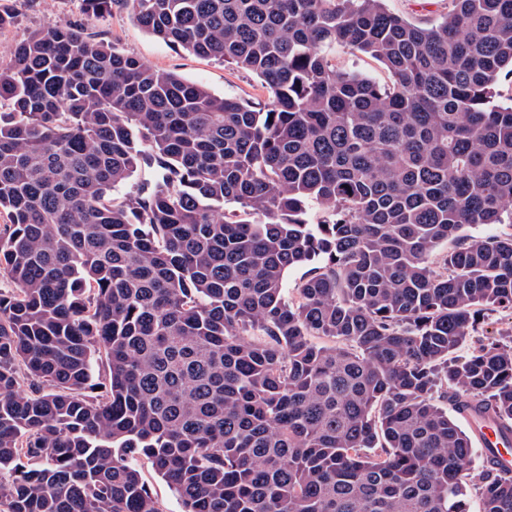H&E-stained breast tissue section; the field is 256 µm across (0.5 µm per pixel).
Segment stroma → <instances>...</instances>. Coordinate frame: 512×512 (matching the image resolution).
<instances>
[{
    "label": "stroma",
    "mask_w": 512,
    "mask_h": 512,
    "mask_svg": "<svg viewBox=\"0 0 512 512\" xmlns=\"http://www.w3.org/2000/svg\"><path fill=\"white\" fill-rule=\"evenodd\" d=\"M13 15L12 25L0 29V65H6L16 43L45 25L76 26L85 35L114 43L126 53L163 73L205 85L215 94L264 104L268 93L255 75L211 58L200 57L147 34L135 21L126 0H112L103 18L84 13L80 0H0V11Z\"/></svg>",
    "instance_id": "35a3bbf8"
}]
</instances>
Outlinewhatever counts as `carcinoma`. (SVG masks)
I'll return each instance as SVG.
<instances>
[{
  "instance_id": "cac0c4a2",
  "label": "carcinoma",
  "mask_w": 512,
  "mask_h": 512,
  "mask_svg": "<svg viewBox=\"0 0 512 512\" xmlns=\"http://www.w3.org/2000/svg\"><path fill=\"white\" fill-rule=\"evenodd\" d=\"M129 2L269 99L71 26L0 65L6 512H158L136 457L184 512H469L473 477L479 512H512V470L472 474L458 420L512 433V333L458 355L512 310V233L460 234L512 224V0L428 27L384 0ZM336 65L341 69L369 76L380 84L389 83L392 79L382 64L347 47L336 51ZM512 328V311H494L486 314L483 324L479 333L476 336L480 338H494L499 339V334L503 333L507 329ZM482 335H484L482 337Z\"/></svg>"
}]
</instances>
